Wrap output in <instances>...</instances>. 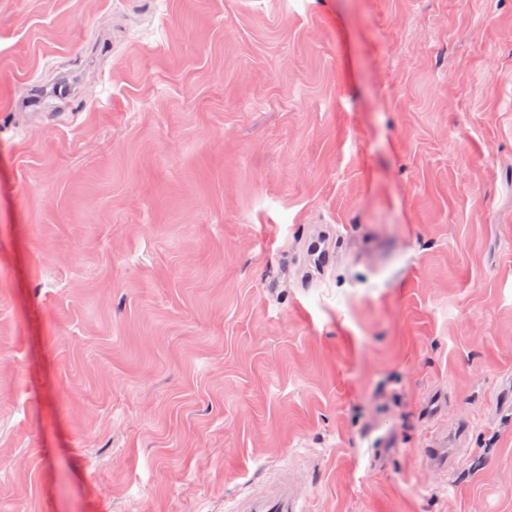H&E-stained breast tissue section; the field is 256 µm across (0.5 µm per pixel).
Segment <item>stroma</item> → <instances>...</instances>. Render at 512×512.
Wrapping results in <instances>:
<instances>
[{"label": "stroma", "instance_id": "1", "mask_svg": "<svg viewBox=\"0 0 512 512\" xmlns=\"http://www.w3.org/2000/svg\"><path fill=\"white\" fill-rule=\"evenodd\" d=\"M275 478L512 512V0H0V512Z\"/></svg>", "mask_w": 512, "mask_h": 512}]
</instances>
